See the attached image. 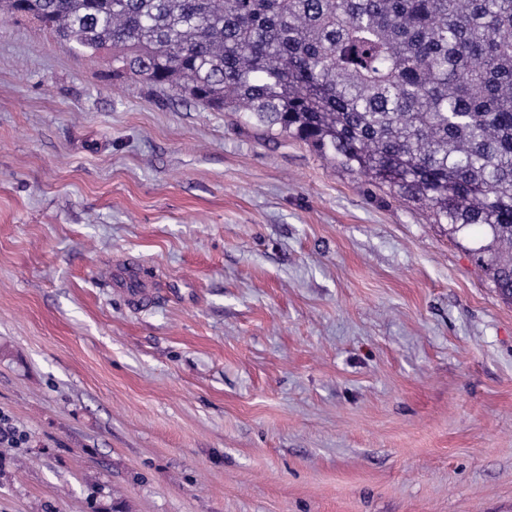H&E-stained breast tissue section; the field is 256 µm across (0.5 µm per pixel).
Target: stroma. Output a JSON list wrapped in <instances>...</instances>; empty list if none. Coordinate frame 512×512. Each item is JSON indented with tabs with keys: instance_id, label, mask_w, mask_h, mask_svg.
<instances>
[{
	"instance_id": "stroma-1",
	"label": "stroma",
	"mask_w": 512,
	"mask_h": 512,
	"mask_svg": "<svg viewBox=\"0 0 512 512\" xmlns=\"http://www.w3.org/2000/svg\"><path fill=\"white\" fill-rule=\"evenodd\" d=\"M109 70L0 18V512H512L482 230Z\"/></svg>"
}]
</instances>
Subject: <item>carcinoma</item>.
Here are the masks:
<instances>
[{
	"mask_svg": "<svg viewBox=\"0 0 512 512\" xmlns=\"http://www.w3.org/2000/svg\"><path fill=\"white\" fill-rule=\"evenodd\" d=\"M60 44L484 229L512 302V0H0Z\"/></svg>",
	"mask_w": 512,
	"mask_h": 512,
	"instance_id": "carcinoma-1",
	"label": "carcinoma"
}]
</instances>
